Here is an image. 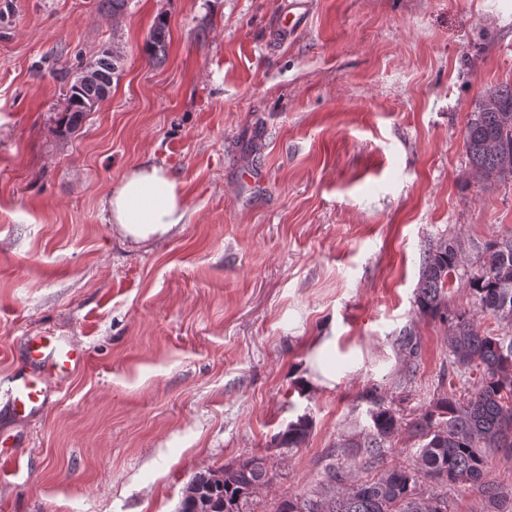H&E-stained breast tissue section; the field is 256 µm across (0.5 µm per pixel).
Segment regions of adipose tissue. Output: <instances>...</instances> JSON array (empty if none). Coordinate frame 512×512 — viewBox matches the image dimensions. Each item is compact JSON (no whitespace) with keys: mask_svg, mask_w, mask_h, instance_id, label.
Listing matches in <instances>:
<instances>
[{"mask_svg":"<svg viewBox=\"0 0 512 512\" xmlns=\"http://www.w3.org/2000/svg\"><path fill=\"white\" fill-rule=\"evenodd\" d=\"M108 221L133 244L159 242L187 221V206L175 179L164 167L129 169L106 201Z\"/></svg>","mask_w":512,"mask_h":512,"instance_id":"obj_1","label":"adipose tissue"}]
</instances>
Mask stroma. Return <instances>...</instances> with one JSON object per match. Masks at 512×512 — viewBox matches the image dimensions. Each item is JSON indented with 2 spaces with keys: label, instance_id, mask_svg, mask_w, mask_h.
<instances>
[{
  "label": "stroma",
  "instance_id": "1",
  "mask_svg": "<svg viewBox=\"0 0 512 512\" xmlns=\"http://www.w3.org/2000/svg\"><path fill=\"white\" fill-rule=\"evenodd\" d=\"M0 0V381L27 337L63 336L85 367L44 411L0 413V512H177L197 473L251 456L254 512L317 497L327 468L373 479L341 442L369 395L411 419L447 396L446 323L414 300L421 259L512 234V178L466 157L469 115L512 84V0ZM167 55L142 48L157 16ZM120 54L109 97L68 137L62 69ZM166 168L189 221L130 245L104 220L131 167ZM410 330L417 356L397 339ZM307 414L298 448L277 447Z\"/></svg>",
  "mask_w": 512,
  "mask_h": 512
}]
</instances>
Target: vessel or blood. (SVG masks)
Returning a JSON list of instances; mask_svg holds the SVG:
<instances>
[{
	"instance_id": "obj_1",
	"label": "vessel or blood",
	"mask_w": 512,
	"mask_h": 512,
	"mask_svg": "<svg viewBox=\"0 0 512 512\" xmlns=\"http://www.w3.org/2000/svg\"><path fill=\"white\" fill-rule=\"evenodd\" d=\"M24 349V369L8 378L7 398L1 404L18 419L44 408L49 395L47 385L52 379L69 375L86 362L84 349L61 336L29 338Z\"/></svg>"
}]
</instances>
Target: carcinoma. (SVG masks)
<instances>
[{"label": "carcinoma", "instance_id": "carcinoma-1", "mask_svg": "<svg viewBox=\"0 0 512 512\" xmlns=\"http://www.w3.org/2000/svg\"><path fill=\"white\" fill-rule=\"evenodd\" d=\"M166 19L154 23L144 52L152 61L166 56ZM119 57L102 52L90 62L99 79L85 83L74 78L60 127L73 133L111 93ZM78 60L77 70L86 66ZM464 148L472 169L486 182L512 176V84L487 90L478 100L464 131ZM481 271L468 280L480 312L512 324V235L496 236L482 245ZM462 264L459 248L448 241L425 255L415 297L420 313L450 321L448 355L470 378L463 393L438 399L412 422L421 439L416 467L391 466L375 478L342 490L330 488L319 499L295 497L280 502L273 512H449L448 495L417 492L421 478L476 488L495 509L512 493L486 480V451L512 459V336L487 334L473 315L447 317L448 283ZM369 430L345 448H362L369 463L383 460L384 448L402 427V417L377 396L370 397ZM311 420L297 417L278 433L283 448H298L309 435ZM265 460L250 457L233 465L194 475L190 483L199 498L181 500L178 512H253L256 488L267 481Z\"/></svg>", "mask_w": 512, "mask_h": 512}]
</instances>
